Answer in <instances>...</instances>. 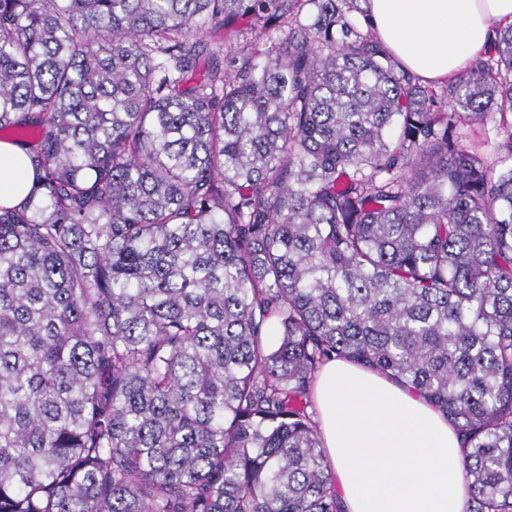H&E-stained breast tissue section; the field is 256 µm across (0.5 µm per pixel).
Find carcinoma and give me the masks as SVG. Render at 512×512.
I'll use <instances>...</instances> for the list:
<instances>
[{
  "label": "carcinoma",
  "instance_id": "carcinoma-1",
  "mask_svg": "<svg viewBox=\"0 0 512 512\" xmlns=\"http://www.w3.org/2000/svg\"><path fill=\"white\" fill-rule=\"evenodd\" d=\"M366 2L0 0L37 175L0 206V512H340L334 357L445 414L467 512H512V167L458 133L497 115L512 159V24L436 90Z\"/></svg>",
  "mask_w": 512,
  "mask_h": 512
}]
</instances>
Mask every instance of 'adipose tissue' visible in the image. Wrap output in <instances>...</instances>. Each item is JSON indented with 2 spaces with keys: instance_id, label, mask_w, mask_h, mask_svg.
Instances as JSON below:
<instances>
[{
  "instance_id": "obj_1",
  "label": "adipose tissue",
  "mask_w": 512,
  "mask_h": 512,
  "mask_svg": "<svg viewBox=\"0 0 512 512\" xmlns=\"http://www.w3.org/2000/svg\"><path fill=\"white\" fill-rule=\"evenodd\" d=\"M371 31L428 83L466 70L512 24V0H368ZM34 173L25 151L0 142V205L24 203ZM319 430L341 512H465L461 436L411 388L346 359L326 362L315 387Z\"/></svg>"
}]
</instances>
